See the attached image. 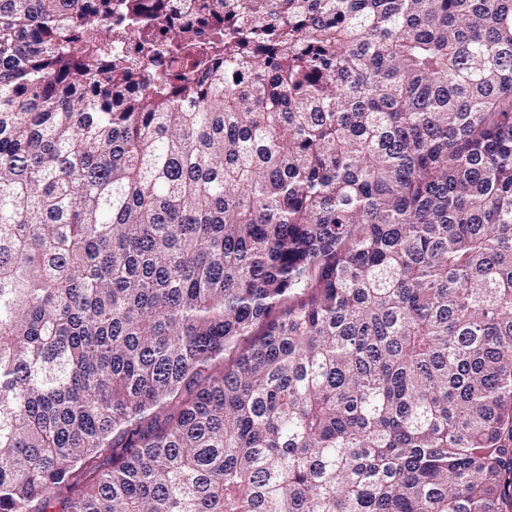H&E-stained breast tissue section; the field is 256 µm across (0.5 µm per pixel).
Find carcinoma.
Listing matches in <instances>:
<instances>
[{"instance_id": "obj_1", "label": "carcinoma", "mask_w": 512, "mask_h": 512, "mask_svg": "<svg viewBox=\"0 0 512 512\" xmlns=\"http://www.w3.org/2000/svg\"><path fill=\"white\" fill-rule=\"evenodd\" d=\"M122 2L0 0V512H512V0Z\"/></svg>"}]
</instances>
